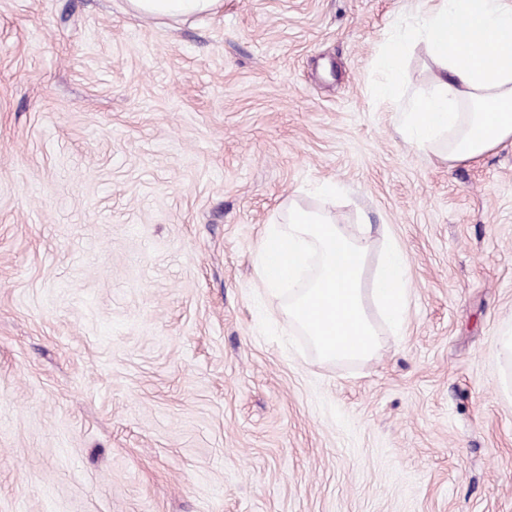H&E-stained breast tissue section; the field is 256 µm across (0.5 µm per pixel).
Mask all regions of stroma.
Returning a JSON list of instances; mask_svg holds the SVG:
<instances>
[{
    "instance_id": "obj_1",
    "label": "stroma",
    "mask_w": 512,
    "mask_h": 512,
    "mask_svg": "<svg viewBox=\"0 0 512 512\" xmlns=\"http://www.w3.org/2000/svg\"><path fill=\"white\" fill-rule=\"evenodd\" d=\"M431 2L0 0V512H512V145L401 139L422 48L374 93ZM294 207L406 253L372 358L261 335ZM138 15L155 20H183L201 13H217L223 0H129Z\"/></svg>"
}]
</instances>
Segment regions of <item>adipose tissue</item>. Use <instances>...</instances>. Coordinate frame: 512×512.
Wrapping results in <instances>:
<instances>
[{"instance_id":"ef3b65f1","label":"adipose tissue","mask_w":512,"mask_h":512,"mask_svg":"<svg viewBox=\"0 0 512 512\" xmlns=\"http://www.w3.org/2000/svg\"><path fill=\"white\" fill-rule=\"evenodd\" d=\"M138 15L183 20L218 12L223 0H129ZM424 45L435 71L428 95L399 115L397 132L428 154L447 144L453 160H468L512 143V0H436L413 24L393 34L378 65L387 79L377 92L397 95L408 53ZM407 259L396 246L378 256L372 299L387 323L401 326L408 308Z\"/></svg>"}]
</instances>
